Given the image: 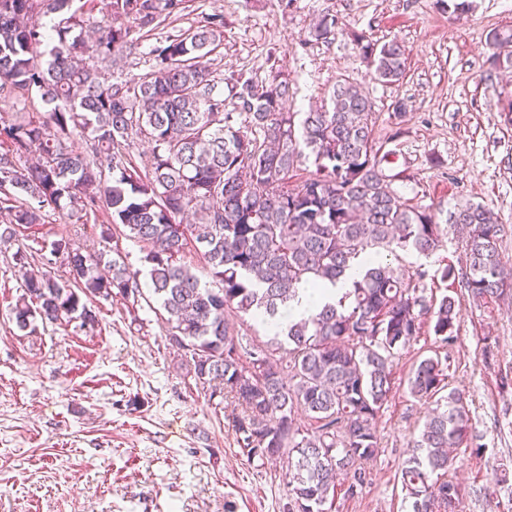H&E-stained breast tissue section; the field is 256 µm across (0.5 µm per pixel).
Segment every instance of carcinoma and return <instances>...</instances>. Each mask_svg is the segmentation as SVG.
<instances>
[{"instance_id":"cac0c4a2","label":"carcinoma","mask_w":512,"mask_h":512,"mask_svg":"<svg viewBox=\"0 0 512 512\" xmlns=\"http://www.w3.org/2000/svg\"><path fill=\"white\" fill-rule=\"evenodd\" d=\"M188 2L106 0L90 41L86 28L97 0H0V97L35 91L47 106L42 118L0 127V140L10 145L0 152V193L15 202L11 224H43L47 207L87 215L104 205L113 224L151 244L144 262L168 315L170 341L190 354L210 397L222 383L223 396L241 407L232 423L248 460L297 454L288 512H323L338 475L346 476L344 497L362 488L364 462L378 453L376 420L392 397L394 362L421 335L424 320L439 348L457 341L456 299H426V279L458 283L486 306L512 298V264L503 261L494 214L468 203L453 214L458 263L432 274L393 265L401 251L433 255L442 228L434 212L408 204L392 187L373 134L371 98L340 81L332 107L295 121L287 109L292 81L277 65L260 85L242 72L221 78L207 64L224 42L220 13L157 42L149 72L138 78L106 80L89 64L122 61L145 29L165 25ZM335 35L336 18L327 14L308 33L322 42ZM354 42L378 80L404 76V44H379L364 34ZM487 45L493 67L512 68V28L490 33ZM79 133L89 137L87 148H68ZM139 137L150 149L138 165ZM22 155L36 162L20 168L14 157ZM310 156L314 169L292 180ZM190 214L197 222L183 223ZM191 240L222 288L201 284L178 262ZM50 255L49 264L64 258L69 278L26 275L13 309L23 331L35 330L38 320L77 318L93 327L96 317L83 298L140 292L141 271L123 261L85 255L63 238ZM355 267L359 278L338 299L287 326L284 356L259 346V357L241 361L228 311L265 325L299 285L334 286ZM407 387L414 397L437 400L400 470L402 491L412 512H448L460 488L439 473L456 464L452 448L480 453L481 436L440 355L418 360ZM298 409L308 420L303 427L295 421ZM494 478L512 512V470L502 466Z\"/></svg>"}]
</instances>
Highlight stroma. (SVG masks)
Here are the masks:
<instances>
[{
    "label": "stroma",
    "instance_id": "35a3bbf8",
    "mask_svg": "<svg viewBox=\"0 0 512 512\" xmlns=\"http://www.w3.org/2000/svg\"><path fill=\"white\" fill-rule=\"evenodd\" d=\"M449 0H190L182 16L151 31L128 55L122 75L146 73L161 37L224 16V45L212 56L217 74L243 72L256 83L272 64L290 75L288 106L306 112L336 79L358 84L378 115L375 138L396 189L412 205L433 210L442 226L465 202L481 204L503 226L501 250L512 262V69H491L490 32L512 27V0H473L455 17ZM336 18V38L309 39L322 14ZM397 40L409 53L406 74L375 79L353 36ZM404 103L403 117L394 106ZM105 211L82 218L50 212L45 223L17 227L0 242V512H288L287 459L247 460L224 407L194 378L168 337L167 314L148 286L138 295L87 298L98 323L38 325L19 330L11 310L27 270L48 266L42 249L67 238L82 251L143 265L147 243L123 227L102 238ZM26 247L28 267L13 255ZM458 339L449 349V381L468 398L483 450L456 449L461 512H486L497 488L494 469L512 467V302L477 306L463 290ZM496 342L487 364L486 340ZM434 340L425 330L402 350L394 393L377 419L379 452L365 464L368 482L352 499L336 495L326 512H412L398 481L431 403L410 395L406 378Z\"/></svg>",
    "mask_w": 512,
    "mask_h": 512
}]
</instances>
